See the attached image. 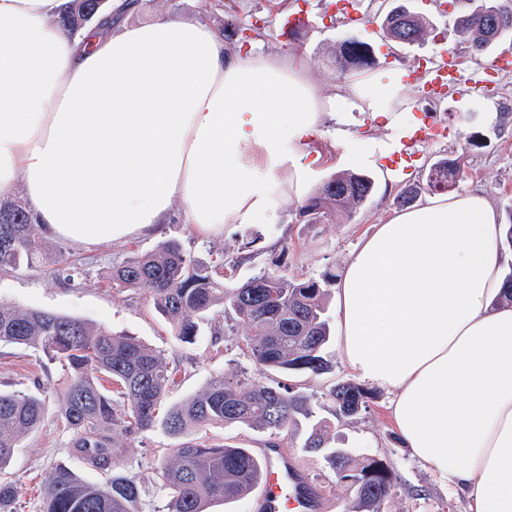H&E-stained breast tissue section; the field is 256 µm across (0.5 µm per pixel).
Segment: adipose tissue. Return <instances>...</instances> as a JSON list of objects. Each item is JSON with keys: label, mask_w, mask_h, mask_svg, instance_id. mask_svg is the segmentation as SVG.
Masks as SVG:
<instances>
[{"label": "adipose tissue", "mask_w": 512, "mask_h": 512, "mask_svg": "<svg viewBox=\"0 0 512 512\" xmlns=\"http://www.w3.org/2000/svg\"><path fill=\"white\" fill-rule=\"evenodd\" d=\"M62 0H0V196L22 190L45 235L92 245L179 217L198 233L278 224L305 200L307 144L351 109L405 130L389 71L321 101L293 57L230 50L169 14L81 46ZM503 226L481 193L434 196L374 225L338 273L339 354L385 391L401 445L467 512H512V305Z\"/></svg>", "instance_id": "obj_1"}]
</instances>
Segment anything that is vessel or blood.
<instances>
[{
  "label": "vessel or blood",
  "instance_id": "vessel-or-blood-1",
  "mask_svg": "<svg viewBox=\"0 0 512 512\" xmlns=\"http://www.w3.org/2000/svg\"><path fill=\"white\" fill-rule=\"evenodd\" d=\"M511 67L512 57L505 53L497 55L487 67L464 64L454 55H441L423 59L418 69L407 72L405 79L428 98L441 99L451 92L471 96L485 92L492 72ZM441 133L429 116H419L414 127L406 130L382 158V166L396 179L407 180L420 156V145ZM262 456L265 465L259 493L252 502L254 512H322L319 491L291 455L268 445Z\"/></svg>",
  "mask_w": 512,
  "mask_h": 512
}]
</instances>
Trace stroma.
I'll return each instance as SVG.
<instances>
[{"label": "stroma", "mask_w": 512, "mask_h": 512, "mask_svg": "<svg viewBox=\"0 0 512 512\" xmlns=\"http://www.w3.org/2000/svg\"><path fill=\"white\" fill-rule=\"evenodd\" d=\"M302 0H140L138 10L129 15L128 23H147L163 14H176L208 25L232 44L242 42V30L255 22H264L260 36L252 37L256 49L271 54L299 57L311 70L322 96L335 95L346 84L370 74L418 64L428 56L456 54L471 58L472 52L458 36L457 15L468 11L470 0H458L447 11L423 0H409L411 10L424 13L435 26L423 42L397 47L395 61H385L378 20L367 17L359 22L333 26L326 12L330 0H311L312 25L290 29L288 16L299 10ZM347 37L367 41L375 48L371 67L337 73L331 52L336 43ZM411 113H423L443 121L450 129L447 139L425 143L420 160L410 180L424 186L431 164L441 157H462L465 169L457 192L473 191L486 195L499 214L512 208V73L498 78L496 87L478 99H447L433 104L422 101L415 89L407 91ZM323 134L320 178L347 169V135L388 140L389 130L372 122L368 115L354 112L326 119ZM475 132L482 133V147L470 149L466 142ZM375 182L370 200L351 217L336 221L308 224L299 215L300 204L288 198L283 202L284 221L280 224H229L218 237L197 235L177 221L162 225L151 234L99 245H75L63 239L44 238L43 249L35 263L21 265L15 272L0 275V302L21 309H41L77 317L123 332L164 350L178 367L176 384L170 400L188 397L220 376L254 378L260 371L247 356L236 335L225 334L221 344H213L209 324H202L195 344L188 345L173 336L164 316L144 289L116 292L110 284L114 265L129 257L155 249L169 240L179 241L196 260L212 264L217 257L237 260L236 280L243 281L261 269L279 270L291 278H322L341 269L359 239L376 224L386 223L400 206L396 200L402 189L398 181L384 180L376 169H369ZM79 260L82 276L67 281L55 276L61 256ZM323 354L329 361L328 373L295 375L294 381L310 398L313 420L299 419L297 426L280 437L281 446L292 454L300 467L316 483L325 503V512H346L354 493L336 481L322 457L303 451L302 443L312 421L334 424L336 445L350 449L355 457L366 455L382 459L392 470L395 485L381 512H466L464 498L441 480L426 464L411 458L401 447L389 416L388 396L368 388L365 408L358 414L336 419L334 407L325 391L336 380L351 379L342 362L336 340H329ZM62 376L60 365L48 363L36 351L9 345L0 346V389L33 392L38 387L56 386ZM43 423L24 437L13 452L9 470L27 488L19 512H40L41 488L52 467L72 465L88 481L106 480L103 469L75 461L68 448V435L55 422L57 403L46 401ZM174 441L159 432H147L123 449V465L137 477L143 495L141 512H162L165 498L155 484V452L173 447Z\"/></svg>", "instance_id": "35a3bbf8"}]
</instances>
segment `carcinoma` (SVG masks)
I'll return each instance as SVG.
<instances>
[{"instance_id":"1","label":"carcinoma","mask_w":512,"mask_h":512,"mask_svg":"<svg viewBox=\"0 0 512 512\" xmlns=\"http://www.w3.org/2000/svg\"><path fill=\"white\" fill-rule=\"evenodd\" d=\"M104 0H66L55 23L75 36L93 23ZM468 18L455 21L472 53L484 55L512 37V0H472ZM430 23L412 14L406 33L412 44L424 41ZM352 49L336 46V69L365 67L358 54L367 42L350 39ZM461 158L440 159L426 176L430 192H444L463 178ZM364 174L339 171L327 178L301 205L299 215L311 224L330 221L338 213L356 212L373 191ZM41 230L26 205L0 204V274H7L40 247ZM336 278L290 280L276 270H263L234 286L217 281L210 266L167 241L112 268L117 292L145 288L169 321L174 336L191 344L198 320L223 305L224 315L245 328L240 336L261 373L312 375L327 373L323 349L329 327L323 317L327 287ZM33 349L61 365L66 376L57 384V420L71 436V447L89 464L109 469L103 484L89 482L63 463L46 482L41 512H139L141 484L114 460L141 434L158 430L176 440L158 456L154 474L166 491L164 512H207L208 506L246 497L260 480L263 461L249 448L208 444L198 433L214 425L241 424L269 433L271 441L303 417H313L309 396L285 381L211 380L187 398L167 401L174 370L166 353L124 333L86 320L38 309L0 303V345ZM367 392L345 380L327 391L336 419L357 414ZM46 403L30 394L0 391V512H17L25 488L6 469L14 448L38 429ZM302 448L323 455L337 481L354 490L348 512H380L392 493L393 472L383 461L366 456L354 460L347 449L331 445L328 425L311 426Z\"/></svg>"}]
</instances>
